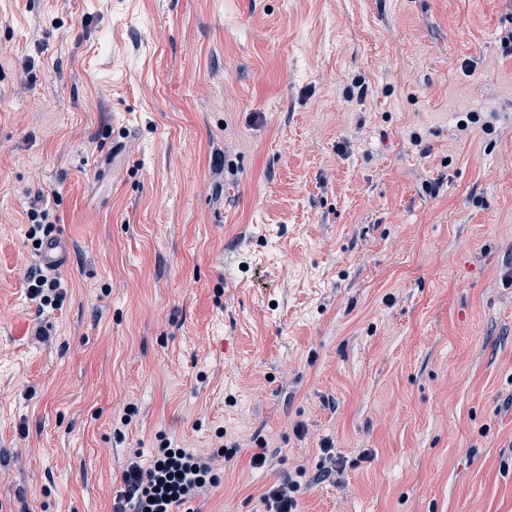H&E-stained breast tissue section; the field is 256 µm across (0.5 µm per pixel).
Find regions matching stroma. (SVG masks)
Here are the masks:
<instances>
[{"mask_svg": "<svg viewBox=\"0 0 512 512\" xmlns=\"http://www.w3.org/2000/svg\"><path fill=\"white\" fill-rule=\"evenodd\" d=\"M511 31L512 0H0V512H113L164 438L237 448L192 512L286 476L298 512H512ZM39 196L33 203L30 211L29 218L31 221V227L28 230L29 240L32 241V245L35 250L39 249L41 238L37 236L38 232H43V235L49 233L51 222L50 212L46 208H38ZM38 241L39 245L35 246L34 242ZM39 265L43 271L55 272L63 268L66 260V244L64 238L57 234H48L44 237L42 246L39 251ZM27 280L29 297L33 300L38 299L42 306H57L62 300L61 282L57 278H48L30 271Z\"/></svg>", "mask_w": 512, "mask_h": 512, "instance_id": "1", "label": "stroma"}]
</instances>
